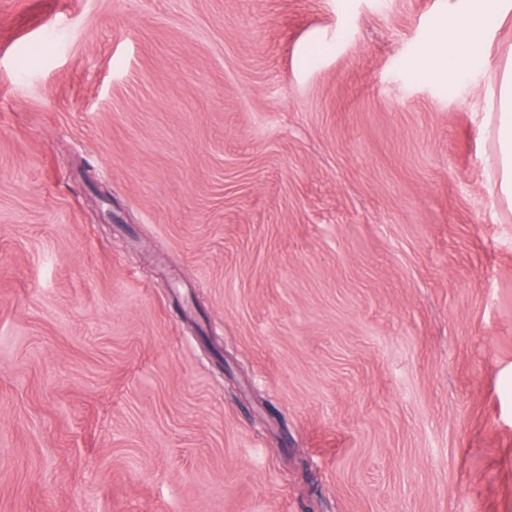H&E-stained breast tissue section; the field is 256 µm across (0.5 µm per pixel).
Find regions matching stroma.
Instances as JSON below:
<instances>
[{
  "mask_svg": "<svg viewBox=\"0 0 512 512\" xmlns=\"http://www.w3.org/2000/svg\"><path fill=\"white\" fill-rule=\"evenodd\" d=\"M464 5L0 0V512H512ZM510 8L509 0H469L464 13L441 29L434 42L416 60V67L428 70L438 66L447 71L449 78L486 67L491 23Z\"/></svg>",
  "mask_w": 512,
  "mask_h": 512,
  "instance_id": "stroma-1",
  "label": "stroma"
}]
</instances>
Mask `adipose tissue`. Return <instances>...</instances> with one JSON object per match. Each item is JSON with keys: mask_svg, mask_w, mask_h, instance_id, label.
Instances as JSON below:
<instances>
[{"mask_svg": "<svg viewBox=\"0 0 512 512\" xmlns=\"http://www.w3.org/2000/svg\"><path fill=\"white\" fill-rule=\"evenodd\" d=\"M511 9L512 0H469L464 13L441 29L434 42L416 60V67L422 70L438 67L452 78L485 67L491 23ZM487 105L490 133L495 140L492 187L502 200L511 202L512 63L495 71Z\"/></svg>", "mask_w": 512, "mask_h": 512, "instance_id": "obj_1", "label": "adipose tissue"}]
</instances>
